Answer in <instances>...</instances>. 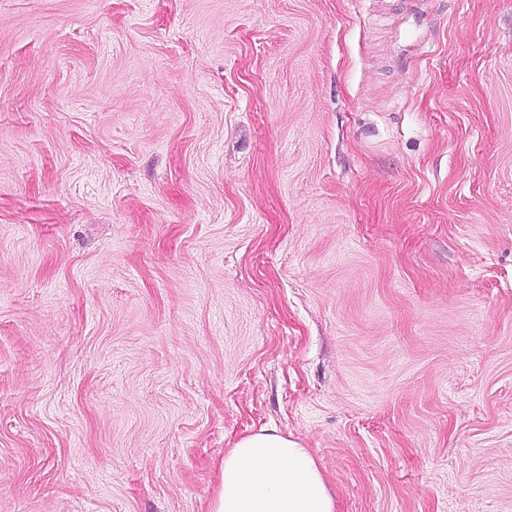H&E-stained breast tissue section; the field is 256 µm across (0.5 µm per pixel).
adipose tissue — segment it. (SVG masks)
<instances>
[{
  "label": "adipose tissue",
  "instance_id": "adipose-tissue-1",
  "mask_svg": "<svg viewBox=\"0 0 512 512\" xmlns=\"http://www.w3.org/2000/svg\"><path fill=\"white\" fill-rule=\"evenodd\" d=\"M208 512H335L317 459L275 429L225 449Z\"/></svg>",
  "mask_w": 512,
  "mask_h": 512
}]
</instances>
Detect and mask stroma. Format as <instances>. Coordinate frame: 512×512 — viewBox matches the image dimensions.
<instances>
[{
	"label": "stroma",
	"instance_id": "35a3bbf8",
	"mask_svg": "<svg viewBox=\"0 0 512 512\" xmlns=\"http://www.w3.org/2000/svg\"><path fill=\"white\" fill-rule=\"evenodd\" d=\"M264 427L512 512V0H0V512H207Z\"/></svg>",
	"mask_w": 512,
	"mask_h": 512
}]
</instances>
